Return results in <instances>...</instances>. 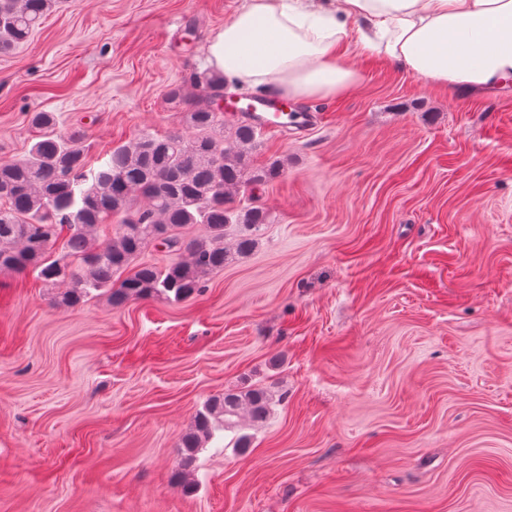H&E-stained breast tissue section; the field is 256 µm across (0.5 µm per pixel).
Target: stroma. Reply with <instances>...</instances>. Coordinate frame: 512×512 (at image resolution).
Returning <instances> with one entry per match:
<instances>
[{"instance_id": "1", "label": "stroma", "mask_w": 512, "mask_h": 512, "mask_svg": "<svg viewBox=\"0 0 512 512\" xmlns=\"http://www.w3.org/2000/svg\"><path fill=\"white\" fill-rule=\"evenodd\" d=\"M244 0H64L0 53V162L31 112L90 165L188 132L167 98ZM192 44H185L187 28ZM359 83L262 133L249 254L181 301L113 306L0 274V512H512V86L465 95L349 47ZM245 384L282 402L238 453L179 442Z\"/></svg>"}]
</instances>
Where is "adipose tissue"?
Returning <instances> with one entry per match:
<instances>
[{
	"instance_id": "adipose-tissue-1",
	"label": "adipose tissue",
	"mask_w": 512,
	"mask_h": 512,
	"mask_svg": "<svg viewBox=\"0 0 512 512\" xmlns=\"http://www.w3.org/2000/svg\"><path fill=\"white\" fill-rule=\"evenodd\" d=\"M350 32L364 53L454 93L512 83V0H245L207 62L284 98L330 99L360 79L341 50Z\"/></svg>"
}]
</instances>
